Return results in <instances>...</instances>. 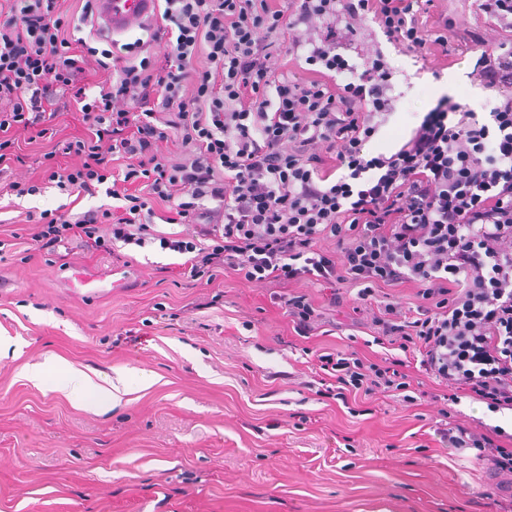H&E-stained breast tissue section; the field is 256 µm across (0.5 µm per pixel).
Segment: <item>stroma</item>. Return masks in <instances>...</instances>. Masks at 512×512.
Instances as JSON below:
<instances>
[{"mask_svg":"<svg viewBox=\"0 0 512 512\" xmlns=\"http://www.w3.org/2000/svg\"><path fill=\"white\" fill-rule=\"evenodd\" d=\"M443 14L461 38L486 26L474 0H434L421 22L435 28ZM364 39L382 51L397 98L371 154L391 152L441 94L487 110L501 97L473 76L474 53L423 60L372 24ZM67 201L54 187L0 196V236L19 233L29 250L0 258L16 281L0 290V512H512V477L437 440L430 377L419 404L377 394L356 417L305 388L321 352L383 357L365 314L294 283L322 312L304 339L270 288L187 279L180 255L156 244L112 257L73 238L46 256L18 214ZM78 265L112 271L111 293L64 288ZM51 355L122 378V402L96 414L83 393L35 386L27 372Z\"/></svg>","mask_w":512,"mask_h":512,"instance_id":"35a3bbf8","label":"stroma"}]
</instances>
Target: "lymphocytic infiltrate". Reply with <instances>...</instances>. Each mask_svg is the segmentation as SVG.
Returning a JSON list of instances; mask_svg holds the SVG:
<instances>
[{
    "label": "lymphocytic infiltrate",
    "instance_id": "1",
    "mask_svg": "<svg viewBox=\"0 0 512 512\" xmlns=\"http://www.w3.org/2000/svg\"><path fill=\"white\" fill-rule=\"evenodd\" d=\"M475 2L490 31L472 37L473 74L511 89L512 0ZM432 3L158 0L147 40L99 49L68 38L61 0H0V178L19 198L51 184L114 199L26 212L38 250L71 237L108 255L156 244L183 256L191 280L279 287L304 338L321 313L290 284L333 286L335 306L340 285L356 288L374 342L399 353L318 354L331 380L322 397L414 403L405 367L416 355L451 403L512 411V97L483 122L440 97L395 151H365L392 106V73L364 48L365 23L404 51L452 55V19L432 33L419 22ZM63 115L84 134L57 139ZM22 132L53 143L41 179L6 177ZM404 283L418 288L414 312L375 304L376 290ZM435 433L512 475L499 430L447 422Z\"/></svg>",
    "mask_w": 512,
    "mask_h": 512
}]
</instances>
